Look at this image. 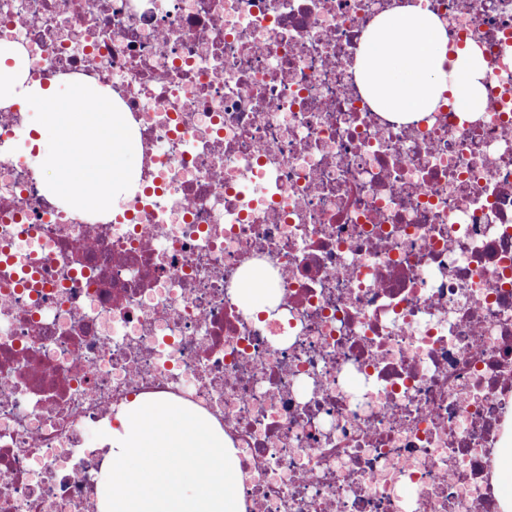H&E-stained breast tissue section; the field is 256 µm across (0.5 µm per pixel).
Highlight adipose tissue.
Instances as JSON below:
<instances>
[{
    "mask_svg": "<svg viewBox=\"0 0 512 512\" xmlns=\"http://www.w3.org/2000/svg\"><path fill=\"white\" fill-rule=\"evenodd\" d=\"M379 24L383 37L366 41L359 57L361 80L378 107L408 115L434 111L459 71L466 78L459 108H483L489 66L481 54L463 49L449 57L443 26L420 10L383 15Z\"/></svg>",
    "mask_w": 512,
    "mask_h": 512,
    "instance_id": "ef3b65f1",
    "label": "adipose tissue"
}]
</instances>
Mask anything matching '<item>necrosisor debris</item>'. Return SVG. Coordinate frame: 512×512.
Here are the masks:
<instances>
[{"label":"necrosis or debris","instance_id":"1","mask_svg":"<svg viewBox=\"0 0 512 512\" xmlns=\"http://www.w3.org/2000/svg\"><path fill=\"white\" fill-rule=\"evenodd\" d=\"M406 4L483 53V111L366 95ZM0 43L27 82L108 88L139 150L133 193L81 213L0 104V512H99L85 435L139 395L219 422L244 512H502L512 0H0ZM266 273L262 269H253L245 277L239 288L242 299L253 309H264L271 301V289L264 288Z\"/></svg>","mask_w":512,"mask_h":512}]
</instances>
